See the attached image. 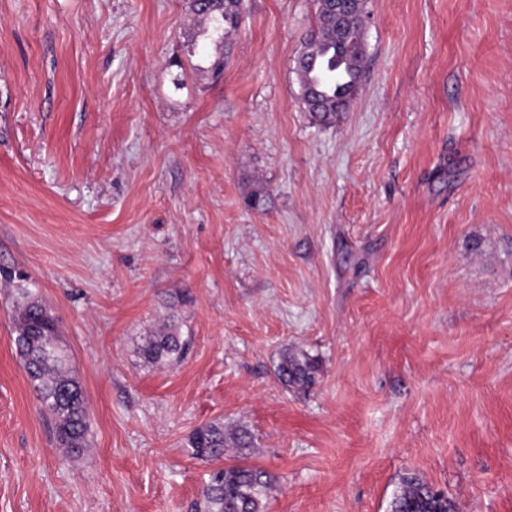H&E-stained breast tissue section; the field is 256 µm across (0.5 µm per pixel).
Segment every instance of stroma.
Returning <instances> with one entry per match:
<instances>
[{"instance_id":"35a3bbf8","label":"stroma","mask_w":512,"mask_h":512,"mask_svg":"<svg viewBox=\"0 0 512 512\" xmlns=\"http://www.w3.org/2000/svg\"><path fill=\"white\" fill-rule=\"evenodd\" d=\"M316 8L246 0L227 49L189 0H0V269L89 420L65 459L0 280V512H199L215 420L251 430L223 463L269 474L268 512H389L409 473L512 512V0H367L330 126L299 97ZM171 314L187 355L148 367ZM6 277L15 290L12 339L31 389L40 411L52 419L58 445L69 457H79L88 434L86 403L69 367L58 320L28 287L27 276L10 273ZM317 370L314 360L307 354L287 349L281 354L276 377L286 390L305 393L314 384ZM192 455L202 461L215 462L224 459L225 448H237L241 453L253 447L254 438L244 425H236L231 431L224 422L213 421L196 428L188 438Z\"/></svg>"}]
</instances>
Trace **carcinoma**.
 I'll return each instance as SVG.
<instances>
[{
  "instance_id": "obj_1",
  "label": "carcinoma",
  "mask_w": 512,
  "mask_h": 512,
  "mask_svg": "<svg viewBox=\"0 0 512 512\" xmlns=\"http://www.w3.org/2000/svg\"><path fill=\"white\" fill-rule=\"evenodd\" d=\"M192 10L212 24L226 41L237 29L244 0H191ZM332 5L317 3L316 33L304 44L297 59L301 94L314 88L305 102L311 120L331 125L349 110L358 93L363 72V37L355 35L338 45ZM14 282L12 339L28 376L40 411L52 419L58 445L68 456H80L86 446L88 423L85 397L69 367V354L58 320L28 287V277L9 274ZM188 341L181 334L175 316L145 338L139 355L150 365H175L185 353ZM317 366L307 354L284 351L277 365L278 382L295 393L307 392L315 382ZM193 456L206 462L224 459L233 447L241 452L253 447L251 431L239 424L229 430L221 421L196 428L188 438ZM271 478L253 466L233 465L214 470L203 490L201 512H266ZM390 512H455L454 505L415 474L402 478L401 488L390 504Z\"/></svg>"
}]
</instances>
